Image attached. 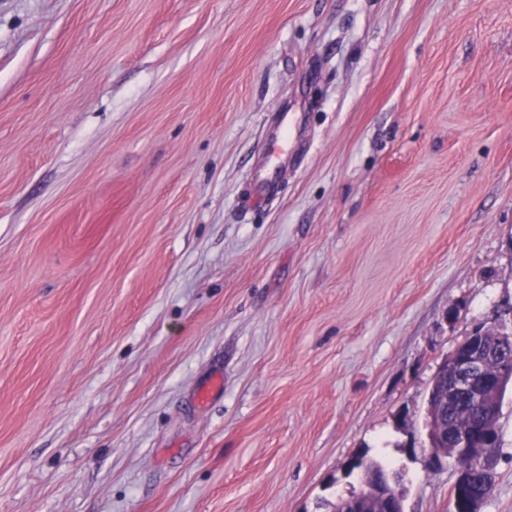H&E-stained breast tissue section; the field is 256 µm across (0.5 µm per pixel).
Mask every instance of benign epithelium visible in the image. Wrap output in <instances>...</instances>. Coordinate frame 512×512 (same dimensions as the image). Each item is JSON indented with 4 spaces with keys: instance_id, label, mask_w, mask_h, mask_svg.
Segmentation results:
<instances>
[{
    "instance_id": "7a95c632",
    "label": "benign epithelium",
    "mask_w": 512,
    "mask_h": 512,
    "mask_svg": "<svg viewBox=\"0 0 512 512\" xmlns=\"http://www.w3.org/2000/svg\"><path fill=\"white\" fill-rule=\"evenodd\" d=\"M464 337L454 351L438 367L427 399L425 428L430 457L440 462L451 459L460 463L463 456L480 460L487 480L495 478L496 458L489 448L498 434V417L506 388L512 385V356L508 342L512 336L499 333L490 341H479L477 335ZM463 397L481 409L480 431L463 427L445 414V408ZM395 500L393 512H403V497L397 489V477L388 473L363 479L352 495L336 501L334 512H381L384 502Z\"/></svg>"
}]
</instances>
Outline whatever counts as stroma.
Here are the masks:
<instances>
[{
  "mask_svg": "<svg viewBox=\"0 0 512 512\" xmlns=\"http://www.w3.org/2000/svg\"><path fill=\"white\" fill-rule=\"evenodd\" d=\"M478 328L512 0H0V512H333L361 453L451 512L427 398ZM498 427L481 512L512 388Z\"/></svg>",
  "mask_w": 512,
  "mask_h": 512,
  "instance_id": "obj_1",
  "label": "stroma"
}]
</instances>
